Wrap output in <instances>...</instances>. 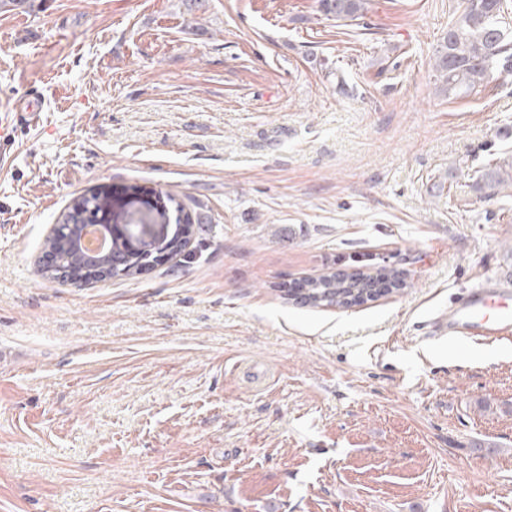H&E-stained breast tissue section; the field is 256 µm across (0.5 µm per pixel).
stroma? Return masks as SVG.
Segmentation results:
<instances>
[{"label":"stroma","mask_w":512,"mask_h":512,"mask_svg":"<svg viewBox=\"0 0 512 512\" xmlns=\"http://www.w3.org/2000/svg\"><path fill=\"white\" fill-rule=\"evenodd\" d=\"M462 0H27L0 14V512H512V341L438 338L512 273V84L450 100L431 62ZM196 259L58 282L41 244L78 194ZM183 211H175V203ZM344 309L288 300L374 272ZM319 7L326 18L354 21L362 17L366 9L365 0H320ZM40 101L33 94L25 95L14 102L2 106L0 110V157L9 156L15 144V131L18 126L40 124ZM476 172L472 188L480 198L490 200L497 197L507 186L512 189V162L508 158Z\"/></svg>","instance_id":"obj_1"}]
</instances>
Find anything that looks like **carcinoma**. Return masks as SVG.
Wrapping results in <instances>:
<instances>
[{
	"instance_id": "carcinoma-1",
	"label": "carcinoma",
	"mask_w": 512,
	"mask_h": 512,
	"mask_svg": "<svg viewBox=\"0 0 512 512\" xmlns=\"http://www.w3.org/2000/svg\"><path fill=\"white\" fill-rule=\"evenodd\" d=\"M320 11L336 20L355 21L366 9L365 0H320ZM507 0H465L458 18L448 25L443 42L435 50L431 63L436 92L448 99L470 94L496 79L509 84L512 77V24L508 21ZM512 189V162L505 159L477 171L472 188L477 196L492 199L505 188ZM97 195L83 193L74 197L57 218L44 248L56 252L62 240L69 249L58 269L46 270L45 277L64 280L81 268L86 280L133 278L146 256L129 250L122 235L112 238L111 247L94 260L86 258L78 246L76 226L88 219ZM393 279L392 270L382 267L376 275L344 278L334 274L309 282L304 300L313 306L347 308L372 297L374 282Z\"/></svg>"
}]
</instances>
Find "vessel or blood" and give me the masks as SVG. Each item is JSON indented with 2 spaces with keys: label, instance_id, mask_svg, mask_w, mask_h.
Listing matches in <instances>:
<instances>
[{
  "label": "vessel or blood",
  "instance_id": "obj_1",
  "mask_svg": "<svg viewBox=\"0 0 512 512\" xmlns=\"http://www.w3.org/2000/svg\"><path fill=\"white\" fill-rule=\"evenodd\" d=\"M41 111L38 96H22L0 107V157L9 156L18 126L38 125ZM440 335L465 337L484 342L512 339V283L500 279L484 282L466 292L464 298L436 321Z\"/></svg>",
  "mask_w": 512,
  "mask_h": 512
}]
</instances>
